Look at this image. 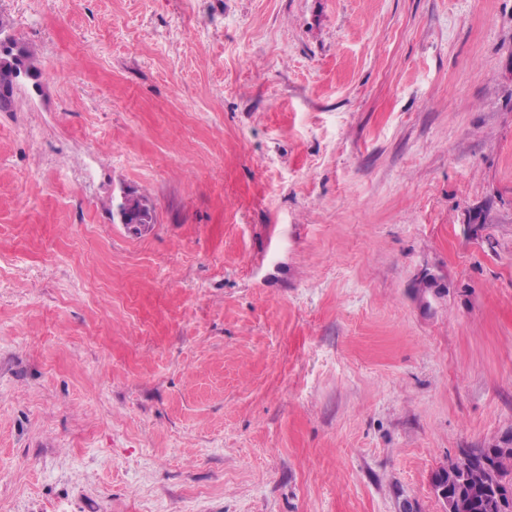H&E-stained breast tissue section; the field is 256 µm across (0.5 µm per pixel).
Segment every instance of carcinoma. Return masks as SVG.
<instances>
[{
	"mask_svg": "<svg viewBox=\"0 0 512 512\" xmlns=\"http://www.w3.org/2000/svg\"><path fill=\"white\" fill-rule=\"evenodd\" d=\"M18 60L13 65L0 66V110L11 107L12 89L17 81V67L30 68L34 53L26 48H17ZM119 207L128 211L129 221L140 222L150 217L144 199L127 194ZM482 456L465 466L459 461L448 464L440 477L448 486V499H461L470 504L466 512H512V447L495 446L481 449Z\"/></svg>",
	"mask_w": 512,
	"mask_h": 512,
	"instance_id": "obj_1",
	"label": "carcinoma"
}]
</instances>
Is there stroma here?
Wrapping results in <instances>:
<instances>
[{
    "instance_id": "1",
    "label": "stroma",
    "mask_w": 512,
    "mask_h": 512,
    "mask_svg": "<svg viewBox=\"0 0 512 512\" xmlns=\"http://www.w3.org/2000/svg\"><path fill=\"white\" fill-rule=\"evenodd\" d=\"M0 29L37 61L0 111V512H442L512 432V0Z\"/></svg>"
}]
</instances>
